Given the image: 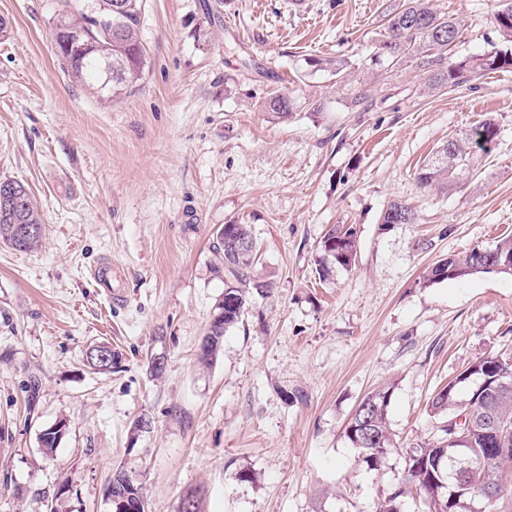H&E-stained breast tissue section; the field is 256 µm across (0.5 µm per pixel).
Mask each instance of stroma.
Masks as SVG:
<instances>
[{"label": "stroma", "instance_id": "1", "mask_svg": "<svg viewBox=\"0 0 512 512\" xmlns=\"http://www.w3.org/2000/svg\"><path fill=\"white\" fill-rule=\"evenodd\" d=\"M211 2L146 0L145 75L106 104L56 55L55 0H0V180L27 185L44 221L38 250L0 244V512H110L120 465L146 512L193 489L200 512H373L434 434V393L477 358L512 360V275L426 280L512 237V72L448 89L373 62L400 0H223L214 19ZM432 3L461 22L452 60L504 48L499 0ZM271 91L287 117L266 112ZM485 119L490 151L422 186V165ZM394 201L416 223L382 225ZM227 224L249 225L272 291L204 368ZM335 225L355 228L357 259L322 278ZM106 258L117 304L90 277ZM99 342L116 368L89 366ZM383 387L396 448L371 468L345 429Z\"/></svg>", "mask_w": 512, "mask_h": 512}]
</instances>
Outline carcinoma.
<instances>
[{
	"mask_svg": "<svg viewBox=\"0 0 512 512\" xmlns=\"http://www.w3.org/2000/svg\"><path fill=\"white\" fill-rule=\"evenodd\" d=\"M53 15L54 44L57 55L67 71L86 82L100 97L109 102L117 101L133 89L142 79L147 58L142 40L145 0H56ZM493 22L506 41L512 43V5H507L493 15ZM89 33L86 41L73 42L76 31ZM460 22L438 13L431 0H403V3L385 15V32L378 45V54L391 64L410 60L430 74L432 85L455 86L471 80L475 74L512 69V47L473 57L459 63L448 62V50L457 40ZM268 111L277 115L288 114V97L280 92L268 94L265 101ZM497 125L490 119L479 123L474 131L464 137L448 141L437 151L435 161L422 168L418 175L421 184L436 186L448 178L451 171H462L484 139L495 144ZM15 187L21 198L18 205L0 201V243L15 250L32 251L39 247L37 237L19 243L14 228L18 224H40L42 219L28 187L15 180H0V186ZM416 215L402 202L390 203L381 224H413ZM234 236L246 244V251L239 255L221 252L224 233L216 234V253L224 265V293L233 297L225 305L220 300L216 310L224 318L210 322L204 337L207 350L198 357L200 363L210 365L217 360L224 346V333L244 315L250 297L270 293V283L252 274L255 244L244 224L226 225ZM324 252L333 264L345 269L355 263L357 244L353 227L334 226L322 240ZM512 260V238H505L492 249H473L463 256L450 255L439 261L428 272V281L455 280L482 272L488 261ZM486 388L478 389V384ZM390 390H379L366 398L351 417L346 435L360 450L363 461L370 467L379 466L394 449L395 443L387 423ZM431 413L437 418V434L406 450V468L401 482L394 491L375 504V512H402V499L411 495L422 499L428 512H465L450 501L448 488L441 482L448 481V474L457 473L453 457L455 448L448 439V420L464 412L470 414L471 448L485 454L487 448H499L496 437L486 433L485 418L494 415L512 428V361L498 355L477 359L454 380L435 392L429 402ZM512 473V453L493 458L487 468L470 475L474 503L490 507L491 502L480 495L482 487L492 484L497 497L507 490L506 472ZM111 512H120L119 502L130 501L143 495L141 483L124 469L112 473Z\"/></svg>",
	"mask_w": 512,
	"mask_h": 512,
	"instance_id": "carcinoma-1",
	"label": "carcinoma"
}]
</instances>
